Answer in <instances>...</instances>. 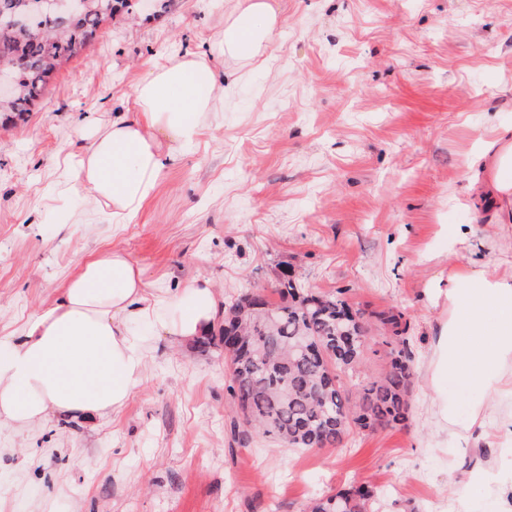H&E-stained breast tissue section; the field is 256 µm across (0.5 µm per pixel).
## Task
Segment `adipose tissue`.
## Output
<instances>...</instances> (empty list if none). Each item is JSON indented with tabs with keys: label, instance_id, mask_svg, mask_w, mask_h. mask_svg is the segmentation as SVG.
<instances>
[{
	"label": "adipose tissue",
	"instance_id": "ef3b65f1",
	"mask_svg": "<svg viewBox=\"0 0 512 512\" xmlns=\"http://www.w3.org/2000/svg\"><path fill=\"white\" fill-rule=\"evenodd\" d=\"M280 13L278 0H237L214 52L175 56L149 70L133 91V115L95 123L75 172L91 191L83 223L105 208L113 223H130L167 165L209 123L220 84L214 56L259 61ZM475 167L473 205L512 226V130L500 133ZM435 295L448 304L427 381L438 432L512 439V273L491 262L455 264ZM218 310L206 280L193 279L160 300L143 268L123 252L82 263L55 305L32 313L19 335L0 339V426L25 430L53 415L95 424L113 416L145 371L149 349L133 324L192 341L212 332ZM475 482L486 488L489 512H512V472L477 468L457 479L463 487Z\"/></svg>",
	"mask_w": 512,
	"mask_h": 512
}]
</instances>
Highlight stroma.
I'll return each instance as SVG.
<instances>
[{"label": "stroma", "instance_id": "1", "mask_svg": "<svg viewBox=\"0 0 512 512\" xmlns=\"http://www.w3.org/2000/svg\"><path fill=\"white\" fill-rule=\"evenodd\" d=\"M237 0H172L117 14L49 77L25 121L0 123V337L53 305L106 250L156 294L207 279L278 304L285 274L368 313L402 312L413 351L408 420L351 426L340 444L232 442L224 348L148 337L145 372L113 419L0 427L6 512H304L364 486L371 512H446L448 465L512 468V442L436 444L425 375L445 304L430 288L503 235L469 198L468 171L512 127V0H280L256 67L216 58L215 113L128 224H76L69 179L89 120L132 111L148 69L209 51ZM467 229L462 251L453 228Z\"/></svg>", "mask_w": 512, "mask_h": 512}]
</instances>
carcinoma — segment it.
Instances as JSON below:
<instances>
[{
	"instance_id": "obj_1",
	"label": "carcinoma",
	"mask_w": 512,
	"mask_h": 512,
	"mask_svg": "<svg viewBox=\"0 0 512 512\" xmlns=\"http://www.w3.org/2000/svg\"><path fill=\"white\" fill-rule=\"evenodd\" d=\"M71 16L41 12L28 25L0 16V58L16 91L0 101V116L24 120L51 74L79 56L103 24L132 8L131 0H75ZM282 302L270 304L246 291L224 310L221 337L232 336L237 348L227 355L228 389L234 415V441L245 445L253 436L272 435L293 448L340 443L348 428H386L408 420L413 382L409 338L403 316L382 312L375 319L384 329L382 344L389 363L384 374L364 385L354 405L343 378H353L363 346L350 344L364 336L369 321L355 315L347 301L305 286L296 278L280 283ZM373 493L343 490L312 502L309 512H367Z\"/></svg>"
}]
</instances>
